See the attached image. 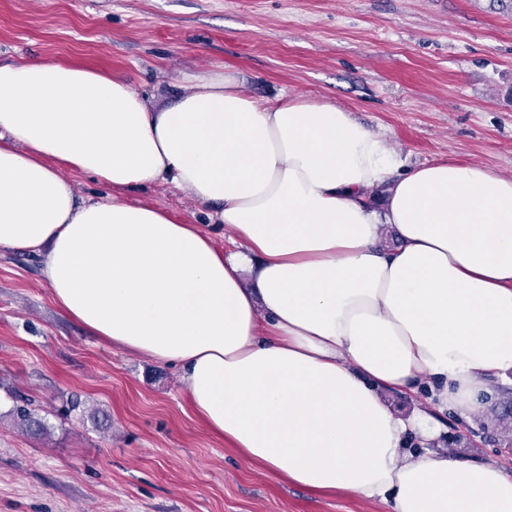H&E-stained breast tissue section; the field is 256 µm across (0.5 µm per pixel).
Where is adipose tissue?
<instances>
[{
  "label": "adipose tissue",
  "mask_w": 512,
  "mask_h": 512,
  "mask_svg": "<svg viewBox=\"0 0 512 512\" xmlns=\"http://www.w3.org/2000/svg\"><path fill=\"white\" fill-rule=\"evenodd\" d=\"M184 82L158 102L90 67L0 64V252L38 255L66 316L176 365L197 417L292 484L512 512V473L404 447L432 418L380 396L427 383L466 414L512 373V176L406 166L347 109L233 71ZM78 174L112 197H79ZM148 183L207 207L226 247L124 199Z\"/></svg>",
  "instance_id": "adipose-tissue-1"
}]
</instances>
